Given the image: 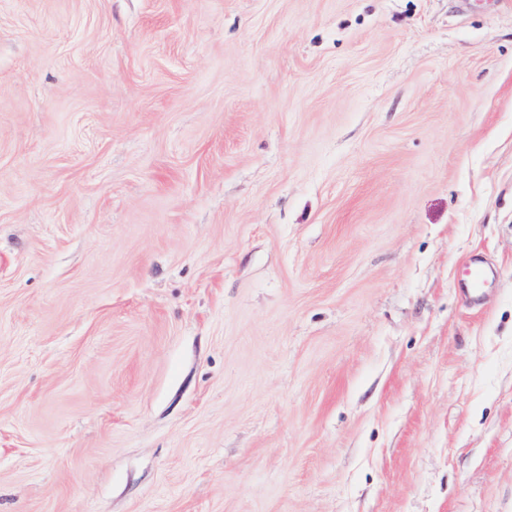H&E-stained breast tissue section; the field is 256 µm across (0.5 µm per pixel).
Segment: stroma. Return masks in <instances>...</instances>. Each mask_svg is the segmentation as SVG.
Instances as JSON below:
<instances>
[{
	"instance_id": "obj_1",
	"label": "stroma",
	"mask_w": 512,
	"mask_h": 512,
	"mask_svg": "<svg viewBox=\"0 0 512 512\" xmlns=\"http://www.w3.org/2000/svg\"><path fill=\"white\" fill-rule=\"evenodd\" d=\"M0 512H512V0H0ZM462 281L471 298L481 297L492 280V270L484 262L471 260L466 263Z\"/></svg>"
}]
</instances>
